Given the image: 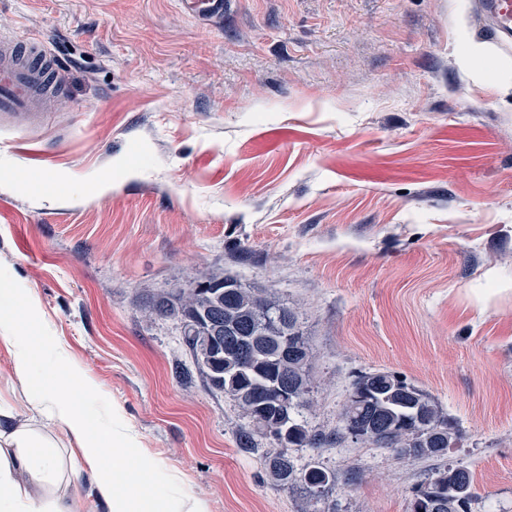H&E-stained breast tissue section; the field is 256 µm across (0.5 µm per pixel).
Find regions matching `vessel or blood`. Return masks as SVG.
<instances>
[{
	"instance_id": "b4317fda",
	"label": "vessel or blood",
	"mask_w": 512,
	"mask_h": 512,
	"mask_svg": "<svg viewBox=\"0 0 512 512\" xmlns=\"http://www.w3.org/2000/svg\"><path fill=\"white\" fill-rule=\"evenodd\" d=\"M192 18L214 22L224 18V0H178ZM478 11L486 34L506 51L512 50V0H479ZM58 62L44 40L0 39V112L24 117L34 94L49 97L56 87L51 79Z\"/></svg>"
}]
</instances>
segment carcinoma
Segmentation results:
<instances>
[{"label":"carcinoma","mask_w":512,"mask_h":512,"mask_svg":"<svg viewBox=\"0 0 512 512\" xmlns=\"http://www.w3.org/2000/svg\"><path fill=\"white\" fill-rule=\"evenodd\" d=\"M162 318L180 321L183 343L193 365L208 386L224 393L243 411L248 424L237 434L238 448L261 454L266 475L283 490L299 487L308 496L311 512L328 496L336 475L316 464L297 468L290 448H318L327 437L308 426L303 416L310 392V347L298 321L297 311L229 275H211L189 282L187 288L162 293L153 304ZM245 336L251 365L235 372L224 360V337ZM289 337L298 355L283 352ZM289 383L290 400L283 410L261 415L257 404L272 399L273 384ZM352 390L362 400L351 399L341 413L343 430L357 441L391 448L400 457L442 458L455 447L459 430L443 415L429 394L392 372H369L358 376ZM288 430L282 439L272 424ZM270 440L273 448L260 451L258 439ZM434 512H471L477 499L470 469L464 465L437 469L414 495Z\"/></svg>","instance_id":"1"}]
</instances>
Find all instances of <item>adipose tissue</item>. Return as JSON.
I'll use <instances>...</instances> for the list:
<instances>
[{"label":"adipose tissue","instance_id":"ef3b65f1","mask_svg":"<svg viewBox=\"0 0 512 512\" xmlns=\"http://www.w3.org/2000/svg\"><path fill=\"white\" fill-rule=\"evenodd\" d=\"M39 305L24 299L21 308L0 312V342L13 358L17 381L29 391L39 413L36 421L18 422L9 400L0 396V512H79L66 488L74 474L73 456L60 450L52 425H64L84 461L93 469L110 512H155V501L142 495L138 476H151L158 461L134 450L129 429L101 435L75 395L93 398L94 383L75 366L45 368V341L25 333L24 321Z\"/></svg>","mask_w":512,"mask_h":512}]
</instances>
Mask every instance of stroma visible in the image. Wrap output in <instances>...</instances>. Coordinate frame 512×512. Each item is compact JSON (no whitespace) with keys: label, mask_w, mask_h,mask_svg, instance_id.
Instances as JSON below:
<instances>
[{"label":"stroma","mask_w":512,"mask_h":512,"mask_svg":"<svg viewBox=\"0 0 512 512\" xmlns=\"http://www.w3.org/2000/svg\"><path fill=\"white\" fill-rule=\"evenodd\" d=\"M0 36L62 60L50 112L0 121V284L94 381L97 426L161 463L138 483L162 512L308 510L238 449L241 409L175 376L153 302L216 269L296 308L310 428L389 371L462 433L441 460L291 449L335 473L336 512H410L457 463L472 512H512V96L466 64L477 0H224L212 26L177 0H0Z\"/></svg>","instance_id":"obj_1"}]
</instances>
